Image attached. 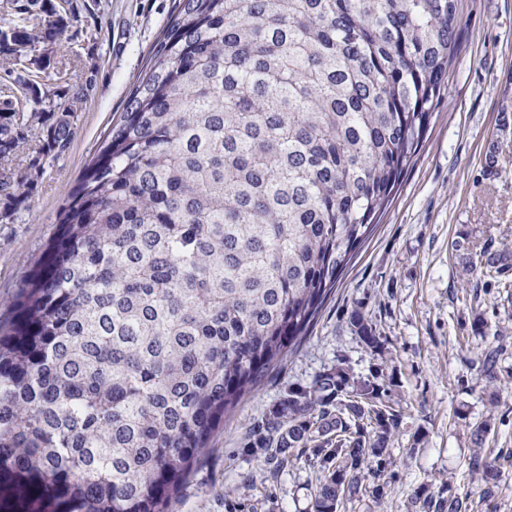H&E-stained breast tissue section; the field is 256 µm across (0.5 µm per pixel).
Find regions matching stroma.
Here are the masks:
<instances>
[{"instance_id":"1","label":"stroma","mask_w":512,"mask_h":512,"mask_svg":"<svg viewBox=\"0 0 512 512\" xmlns=\"http://www.w3.org/2000/svg\"><path fill=\"white\" fill-rule=\"evenodd\" d=\"M174 0H70L62 43L67 82L46 72L57 102L92 88L70 149L45 158V173L12 223L0 224V312L44 250L58 212L104 131L124 108ZM457 56L422 146L380 222L353 258L302 345L224 417L171 512H309L316 475L294 462L269 478L240 446L251 425L291 383L308 384L344 356L356 374L374 357L347 315L359 308L386 341L385 371L398 382L403 422L381 504L356 495L342 512H407L423 484L452 481L471 512H512V267L488 277L463 268L453 242L512 247V0H459ZM484 322V335L472 328ZM502 355L498 401L480 379L482 336ZM491 419L483 451L502 478L482 493L464 467L471 426ZM424 432L413 445L416 432Z\"/></svg>"}]
</instances>
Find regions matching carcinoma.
Listing matches in <instances>:
<instances>
[{
	"mask_svg": "<svg viewBox=\"0 0 512 512\" xmlns=\"http://www.w3.org/2000/svg\"><path fill=\"white\" fill-rule=\"evenodd\" d=\"M68 0L0 28V194L18 205L71 146L42 90ZM458 0H174L56 231L0 316V512H169L224 415L306 338L419 151L448 85ZM39 155L24 162L29 133ZM485 246L464 268L498 270ZM374 356L372 319L348 315ZM482 336L480 376L501 351ZM381 366L290 384L245 433L271 471L319 473L311 512L367 479L379 502L403 421ZM474 424L465 460L499 471ZM420 512H468L451 482Z\"/></svg>",
	"mask_w": 512,
	"mask_h": 512,
	"instance_id": "carcinoma-1",
	"label": "carcinoma"
}]
</instances>
